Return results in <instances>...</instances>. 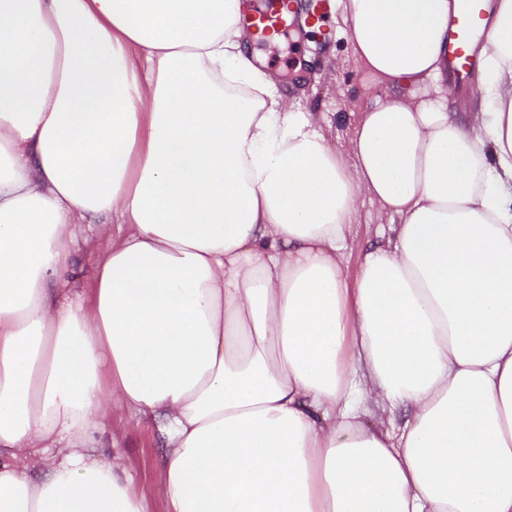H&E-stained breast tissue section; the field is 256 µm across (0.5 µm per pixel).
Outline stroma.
I'll return each instance as SVG.
<instances>
[{"mask_svg": "<svg viewBox=\"0 0 512 512\" xmlns=\"http://www.w3.org/2000/svg\"><path fill=\"white\" fill-rule=\"evenodd\" d=\"M342 22L328 16L324 34L308 37L299 21L292 23L282 41L257 44V51L268 58L270 69L281 70L282 88L289 97L301 101L310 111L330 113L332 127L327 133L331 147L344 149L348 128L341 116L350 99L360 97L368 85L363 75L353 66L347 43L342 35ZM309 55L306 69L296 67L299 56ZM112 433L118 441L117 449H103L104 460L120 454L135 477L138 492L148 502V512H165L163 489L158 481L162 464V448L157 428L144 422L131 428L124 414H113Z\"/></svg>", "mask_w": 512, "mask_h": 512, "instance_id": "35a3bbf8", "label": "stroma"}]
</instances>
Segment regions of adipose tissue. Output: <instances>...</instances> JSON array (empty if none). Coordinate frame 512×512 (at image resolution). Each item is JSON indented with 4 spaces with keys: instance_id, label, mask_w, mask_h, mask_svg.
I'll use <instances>...</instances> for the list:
<instances>
[{
    "instance_id": "adipose-tissue-1",
    "label": "adipose tissue",
    "mask_w": 512,
    "mask_h": 512,
    "mask_svg": "<svg viewBox=\"0 0 512 512\" xmlns=\"http://www.w3.org/2000/svg\"><path fill=\"white\" fill-rule=\"evenodd\" d=\"M339 6L343 153L246 0H0V512H146L113 407L157 423L166 512H512V0L474 110L458 0ZM474 12V3L461 0L457 14L449 23L448 60L458 78L466 77L474 66L471 54V46L477 36ZM387 224L384 220L378 218L375 208L367 204L362 214V224L355 225V237L357 243L363 244L368 239L374 240L379 229Z\"/></svg>"
}]
</instances>
